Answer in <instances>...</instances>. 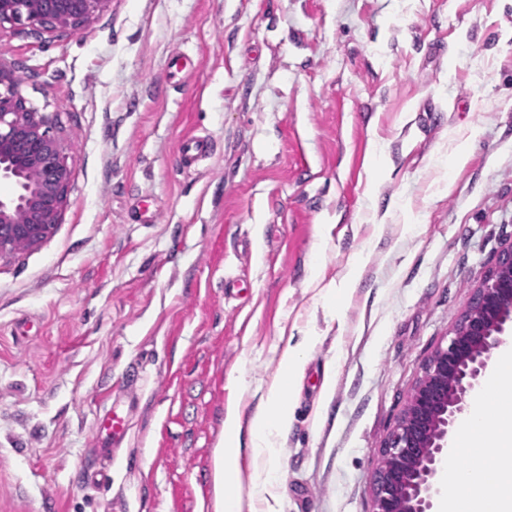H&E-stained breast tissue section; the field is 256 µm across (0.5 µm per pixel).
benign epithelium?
I'll list each match as a JSON object with an SVG mask.
<instances>
[{
    "label": "benign epithelium",
    "instance_id": "7a95c632",
    "mask_svg": "<svg viewBox=\"0 0 512 512\" xmlns=\"http://www.w3.org/2000/svg\"><path fill=\"white\" fill-rule=\"evenodd\" d=\"M111 0H0V28L75 33L105 12ZM68 149L53 120L27 105L20 68L0 60V258L40 245L68 203ZM512 335V242L474 289L469 309L447 346L426 361L370 475L371 512H432L436 477L448 457V438L469 408L494 353Z\"/></svg>",
    "mask_w": 512,
    "mask_h": 512
}]
</instances>
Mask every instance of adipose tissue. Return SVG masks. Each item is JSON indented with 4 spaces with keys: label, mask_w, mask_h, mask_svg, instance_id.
<instances>
[{
    "label": "adipose tissue",
    "mask_w": 512,
    "mask_h": 512,
    "mask_svg": "<svg viewBox=\"0 0 512 512\" xmlns=\"http://www.w3.org/2000/svg\"><path fill=\"white\" fill-rule=\"evenodd\" d=\"M314 340L303 336L285 344L279 370L254 411L249 426H242L237 410L224 418V446L213 463L214 512H278L277 439L291 422V407L284 401L294 390L307 351ZM489 383L479 392L471 412L463 419L454 448H468L483 456L494 454L501 474L512 479V448L500 439H512V344L501 346ZM249 453L260 467L243 479L240 458ZM249 482V497L236 495L241 482ZM441 512H512V495L500 496L488 489L485 468H453L447 471Z\"/></svg>",
    "instance_id": "adipose-tissue-1"
}]
</instances>
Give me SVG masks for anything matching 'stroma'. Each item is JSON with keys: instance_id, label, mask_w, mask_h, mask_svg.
Instances as JSON below:
<instances>
[{"instance_id": "1", "label": "stroma", "mask_w": 512, "mask_h": 512, "mask_svg": "<svg viewBox=\"0 0 512 512\" xmlns=\"http://www.w3.org/2000/svg\"><path fill=\"white\" fill-rule=\"evenodd\" d=\"M0 60L72 149L60 224L0 262V512H213L226 410L249 425L295 329L280 512H371L512 242V0H111L74 34L1 27ZM98 437H104L110 441L115 448L121 444L129 435V426L126 416L112 408V413L104 415L97 423ZM111 448H97L102 454L112 450Z\"/></svg>"}]
</instances>
